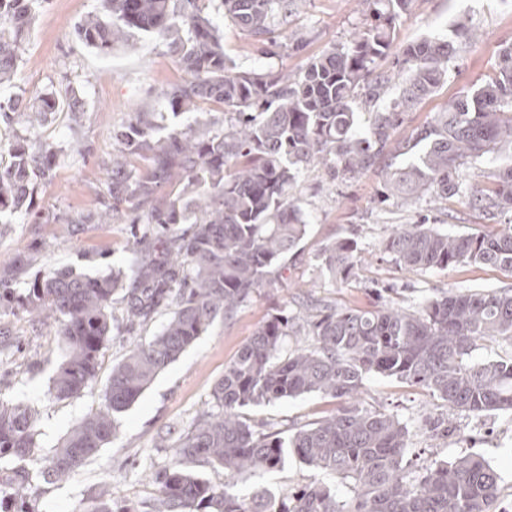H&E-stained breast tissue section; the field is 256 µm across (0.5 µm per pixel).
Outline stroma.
<instances>
[{
  "label": "stroma",
  "mask_w": 512,
  "mask_h": 512,
  "mask_svg": "<svg viewBox=\"0 0 512 512\" xmlns=\"http://www.w3.org/2000/svg\"><path fill=\"white\" fill-rule=\"evenodd\" d=\"M98 8L99 0H42L18 76L13 84L0 86V97L6 99L24 102L37 94H52L64 105L31 134L58 152L49 177L37 187L28 210L9 215L7 223L0 224V269L11 267L19 256L28 260L0 298V398L38 410V440L45 455L75 421L98 408L112 366L129 346L157 335L169 317L162 311L130 330L121 307H114L112 340L101 352L96 382L74 398H47L62 350L53 330L23 317L19 299L31 280L48 269L92 275L111 267L127 273L147 258V250L135 244L147 227L128 222L129 204H121L108 224H82L78 218L111 206L108 165L120 146L114 133L128 126L135 108L160 111V124L170 129L189 123L187 117L164 111L160 100L162 90L184 76L166 45L138 33L136 52L117 46L104 54L76 40L78 24ZM211 15L235 71L291 75L372 21L369 0H293L288 23L279 29L278 45L264 47L224 19L221 9H212ZM463 25L478 29L477 40L459 42L448 63L446 83L405 112L396 138L409 137L461 91L492 75L501 46L512 43V0H412L398 19L396 48L425 38H455ZM75 103L83 109L76 127L69 112ZM288 194L302 210L308 233L298 250L283 260L276 286L259 289L233 317L217 319L119 416L112 443L69 480L41 485L26 502L31 512H89L93 497L104 488L111 490L117 506L147 512L156 495L147 470L169 462L170 443L207 411L225 365L274 311L290 315L324 306L365 309L380 301L414 308L451 289L512 288V273L496 267L465 264L445 271H405L381 251L394 226L425 221L451 234H466L512 225V211L489 214L457 198L401 207L383 198L377 167L341 182L321 166H310L300 172ZM340 237L355 238L364 256L357 277L344 283L332 279L318 261L323 248ZM359 399L365 407L411 423L409 456L417 466L469 454L483 457L500 476L501 505L512 507L511 415L452 416L430 393L380 375L365 380ZM336 406L334 399L308 394L248 405L240 413L257 430L290 431L334 412ZM448 416L453 417L456 432L446 438L430 437L426 421ZM314 479L340 496L348 494L335 474L313 470L292 456L281 469L239 479L233 490L246 497L265 490L281 501Z\"/></svg>",
  "instance_id": "obj_1"
}]
</instances>
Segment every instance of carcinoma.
I'll list each match as a JSON object with an SVG mask.
<instances>
[{
  "instance_id": "1",
  "label": "carcinoma",
  "mask_w": 512,
  "mask_h": 512,
  "mask_svg": "<svg viewBox=\"0 0 512 512\" xmlns=\"http://www.w3.org/2000/svg\"><path fill=\"white\" fill-rule=\"evenodd\" d=\"M35 0H0V85L12 83L27 50ZM99 12L76 29L78 39L102 53L130 44L134 30L164 42L178 56L186 78L164 98L176 116L194 125L160 134L149 112L134 113L116 134L123 148L112 156V209L137 200L133 224L169 230L166 252L140 262L124 285L121 273L91 276L50 269L34 279L19 301L31 317L58 324L63 361L46 392L52 400L79 395L96 382L99 357L112 340V303L118 293L128 320L146 322L162 309L171 315L151 340L135 344L112 366L102 403L71 425L50 455L38 453L34 410L0 401V460L19 462L0 482L24 498L40 476L67 480L112 442L118 416L157 375L220 317L232 316L259 289L281 276L279 260L295 250L308 224L288 196L301 168L316 160L343 180L372 169L386 154L407 163L384 172V198L404 204L430 193L465 196L485 212L512 210V167L493 174L492 186L468 191L461 166L512 151V44L500 49L494 73L458 95L410 138L397 141L403 111L432 96L448 78L454 43L424 39L402 52L398 95L388 75L375 72L386 55L396 19L411 0H370L377 24L349 43L309 60L296 76L232 72L213 0H99ZM224 17L261 44H276L273 23L288 14V0H220ZM224 107V127L203 119L204 102ZM50 95L21 105L0 100V121L34 129L57 111ZM371 113L358 127V115ZM0 165V217L22 210L57 158L49 146L23 136L9 145ZM150 153L140 170L133 157ZM178 180L190 193L159 198L158 186ZM382 252L406 270L487 265L512 273V226L484 234L450 235L431 224L394 229ZM323 268L334 278L357 275L358 243L328 244ZM308 343L281 355L296 334L293 318L277 312L253 333L224 367L211 393L212 412L175 446L157 476L150 512H497L500 477L484 459L464 455L420 470L409 463V423L360 406L356 398L371 375L392 376L421 388L452 412L512 414V357L476 359L484 342L512 345V289H455L416 309L386 304L369 309H329L307 323ZM322 394L336 411L287 436L257 431L240 415L249 404ZM353 485L343 498L313 480L278 501L265 492L245 499L229 484L216 487L190 465L206 463L239 477L279 469L287 454Z\"/></svg>"
}]
</instances>
